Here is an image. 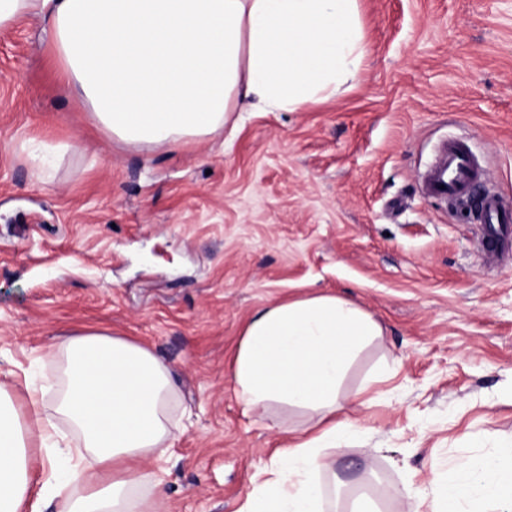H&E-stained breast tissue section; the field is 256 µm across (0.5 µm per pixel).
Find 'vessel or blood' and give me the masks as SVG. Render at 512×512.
Wrapping results in <instances>:
<instances>
[{
	"instance_id": "1",
	"label": "vessel or blood",
	"mask_w": 512,
	"mask_h": 512,
	"mask_svg": "<svg viewBox=\"0 0 512 512\" xmlns=\"http://www.w3.org/2000/svg\"><path fill=\"white\" fill-rule=\"evenodd\" d=\"M482 172L474 155L459 141L443 145L439 159L426 180L431 195L451 200L467 198ZM482 220L486 226V255L499 258L512 249V235L506 229L512 225V210L503 207L498 197L490 195L480 202Z\"/></svg>"
}]
</instances>
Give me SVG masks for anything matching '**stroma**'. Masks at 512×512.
Returning a JSON list of instances; mask_svg holds the SVG:
<instances>
[{
	"instance_id": "obj_1",
	"label": "stroma",
	"mask_w": 512,
	"mask_h": 512,
	"mask_svg": "<svg viewBox=\"0 0 512 512\" xmlns=\"http://www.w3.org/2000/svg\"><path fill=\"white\" fill-rule=\"evenodd\" d=\"M364 59L335 97L230 113L179 150H132L59 91L24 17L0 28V372L17 404L58 379L51 351L101 329L173 370L188 411L143 462L159 512H238L311 412L237 400L232 357L253 311L333 293L382 334L349 365L323 470L324 512L430 489L512 447V253L425 194L438 146L465 140L472 198L512 208V0H358Z\"/></svg>"
}]
</instances>
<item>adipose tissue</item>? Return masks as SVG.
Masks as SVG:
<instances>
[{"instance_id": "obj_1", "label": "adipose tissue", "mask_w": 512, "mask_h": 512, "mask_svg": "<svg viewBox=\"0 0 512 512\" xmlns=\"http://www.w3.org/2000/svg\"><path fill=\"white\" fill-rule=\"evenodd\" d=\"M35 21L64 72L60 91L85 105L101 133L129 148L178 149L223 128L228 113L293 112L334 97L364 55L357 0H0V27ZM379 324L333 294L273 302L249 318L233 361L246 410L281 402L311 409L316 432L280 449L239 512H322L323 451L351 426L334 419L349 361ZM59 388L30 392L28 412L52 454L59 423L82 446L67 477L65 512H156L136 494L142 463L178 437L179 392L147 348L102 332L57 348ZM52 415H45V408ZM29 434L0 383V512H41L30 496ZM408 512H512V451L458 463L455 476L415 495Z\"/></svg>"}]
</instances>
